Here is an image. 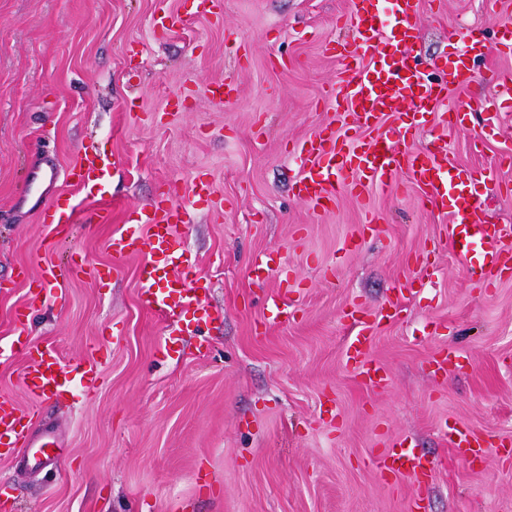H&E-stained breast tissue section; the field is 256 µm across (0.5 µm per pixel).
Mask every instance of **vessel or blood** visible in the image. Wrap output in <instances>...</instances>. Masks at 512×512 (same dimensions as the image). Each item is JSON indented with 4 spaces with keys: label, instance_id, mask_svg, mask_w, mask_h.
Masks as SVG:
<instances>
[{
    "label": "vessel or blood",
    "instance_id": "1",
    "mask_svg": "<svg viewBox=\"0 0 512 512\" xmlns=\"http://www.w3.org/2000/svg\"><path fill=\"white\" fill-rule=\"evenodd\" d=\"M380 0H352L350 11L343 16L342 26L351 30L353 37L341 45L340 59L344 62L338 86L328 88L324 97L332 105L347 112L363 127L379 124L381 119H401L406 110L426 112L431 102L440 100L448 88L468 89L476 76L468 64L473 43L465 44L457 55L454 69L448 70L442 80L428 82L412 55L417 40L419 0H389L396 18L395 26L384 28ZM512 105V80L502 79L494 96L480 104L486 114L487 125H494L501 108ZM418 124L399 127L397 131H384L368 140L337 138L331 128H323L313 138L303 142L299 151L306 168L296 179L294 189L302 200L314 206L331 201L339 186L342 171L356 173V188L390 186L400 169L412 172L423 204L431 209L448 212L451 234L457 237L461 255H469L472 244H479L477 264L469 265L468 272L477 286L490 288L496 278L512 264V250L504 242L512 238L511 225H489L475 218L480 189H493L492 177L476 180L450 165L446 159V146L434 141L430 151L398 156L393 147L394 136L414 139ZM110 161L93 146H85L76 166V186L85 199L96 203V216L109 220L112 209L107 195ZM136 221L141 224L140 234L132 236L114 234L109 246L114 256L137 254L143 257V284L140 302L147 309L163 316L190 317L192 325L221 321L219 310L207 302L208 285L188 275L194 259L186 254L177 258L184 275H171L166 266L157 264V255L166 254L176 244L175 230L183 223L184 213L178 207L162 203L140 208ZM353 334L346 343L349 360L358 362L362 375L372 384L380 386L388 375L376 365L365 363V348L372 336L369 315H361L352 322ZM29 365L25 383L30 393L40 399H51L71 392L75 385H86L97 371L95 361L62 362L50 351L34 346L27 352ZM22 420L15 409L0 403V448L5 453L22 449L39 460L52 461L56 457L55 437H47L40 444L25 441L16 427ZM456 456L475 460L483 453L481 438L472 431L459 430L448 437ZM383 475L419 478L432 469V463L405 441L386 443L378 457Z\"/></svg>",
    "mask_w": 512,
    "mask_h": 512
}]
</instances>
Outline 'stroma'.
<instances>
[{
	"label": "stroma",
	"instance_id": "35a3bbf8",
	"mask_svg": "<svg viewBox=\"0 0 512 512\" xmlns=\"http://www.w3.org/2000/svg\"><path fill=\"white\" fill-rule=\"evenodd\" d=\"M351 0H0V401L27 434L53 430L58 461L0 459V512H512V277L472 285L446 217L409 173L387 192L347 191L328 209L299 199L295 144L336 124L324 92L342 63L336 25ZM163 14L179 27L157 25ZM512 0H420L416 56L444 65L478 35L489 51L469 89L428 115L400 152L443 139L451 162L492 174L482 223L512 225V111L484 135L479 104L512 75L499 52ZM234 84L212 96L217 79ZM110 155L112 221L73 184L83 146ZM206 183L208 193L198 196ZM72 198L56 234L44 204ZM166 201L191 222L181 238L211 282L219 328L193 334L141 307V257L114 260V233ZM270 255L268 273L251 259ZM54 266L58 286L42 279ZM290 293V314L272 299ZM397 302L368 357L386 385L363 386L345 355L351 312ZM24 323H15L16 313ZM93 360L90 387L55 400L24 383L30 345ZM457 350L433 377L431 357ZM486 441L468 464L443 426ZM408 439L438 461L425 485L383 480L384 441Z\"/></svg>",
	"mask_w": 512,
	"mask_h": 512
}]
</instances>
